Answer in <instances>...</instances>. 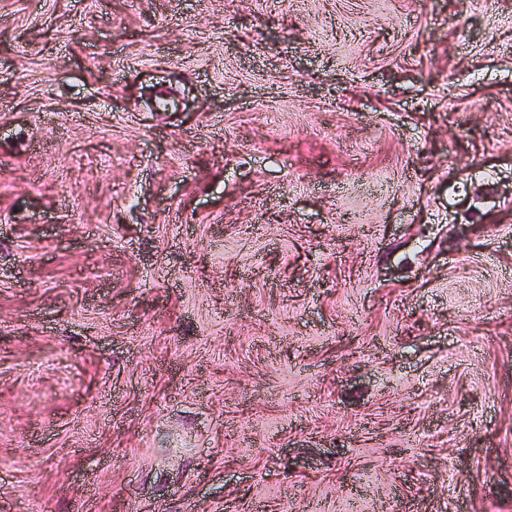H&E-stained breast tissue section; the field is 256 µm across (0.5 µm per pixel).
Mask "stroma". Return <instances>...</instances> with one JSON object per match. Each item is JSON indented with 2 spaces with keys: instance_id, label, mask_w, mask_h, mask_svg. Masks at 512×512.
<instances>
[{
  "instance_id": "35a3bbf8",
  "label": "stroma",
  "mask_w": 512,
  "mask_h": 512,
  "mask_svg": "<svg viewBox=\"0 0 512 512\" xmlns=\"http://www.w3.org/2000/svg\"><path fill=\"white\" fill-rule=\"evenodd\" d=\"M0 512H512V0H0Z\"/></svg>"
}]
</instances>
